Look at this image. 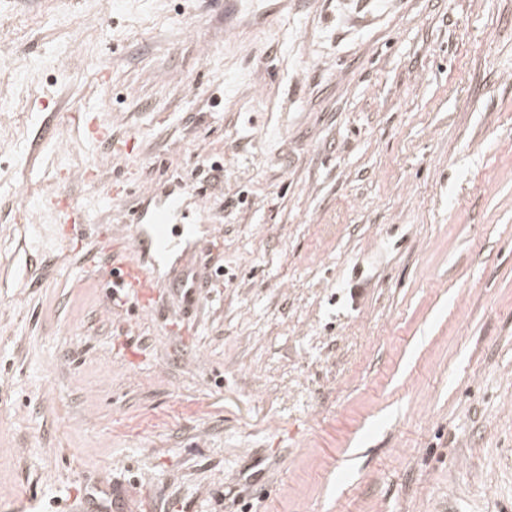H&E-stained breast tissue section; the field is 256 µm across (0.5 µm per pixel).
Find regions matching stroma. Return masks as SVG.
<instances>
[{"instance_id": "35a3bbf8", "label": "stroma", "mask_w": 512, "mask_h": 512, "mask_svg": "<svg viewBox=\"0 0 512 512\" xmlns=\"http://www.w3.org/2000/svg\"><path fill=\"white\" fill-rule=\"evenodd\" d=\"M1 102L0 512H512V0H0ZM170 194L151 213L150 217L143 221L137 212L133 213L132 221L139 227L137 246L142 253L150 252L167 240L169 230L167 225L174 224L175 204L168 201ZM98 273L105 284H109V288L121 289L126 292L128 289L134 290L139 298H143L150 293L153 288H157L155 276V260L153 268L139 263H112V266H101ZM122 294H113V304H121Z\"/></svg>"}]
</instances>
